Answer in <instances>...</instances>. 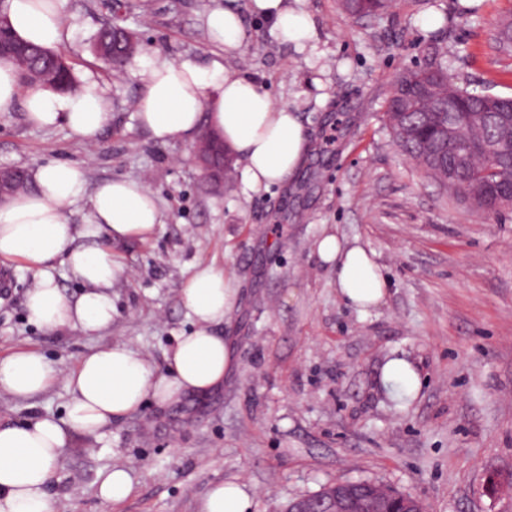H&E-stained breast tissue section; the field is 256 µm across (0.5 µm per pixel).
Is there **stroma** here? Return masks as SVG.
Returning <instances> with one entry per match:
<instances>
[{
  "label": "stroma",
  "instance_id": "35a3bbf8",
  "mask_svg": "<svg viewBox=\"0 0 512 512\" xmlns=\"http://www.w3.org/2000/svg\"><path fill=\"white\" fill-rule=\"evenodd\" d=\"M122 2L140 53L208 62L211 0H66L74 27L57 52L77 80L106 90L111 118L88 144L69 128L30 124L23 108L0 114V167L53 161L85 167L89 184L139 179L164 214L149 240L113 245L128 276L112 288V326L101 334L32 324V277L0 263V355L43 352L60 370L104 344H125L166 369L177 336L193 325L181 287L202 265L232 271L236 305L217 332L235 363L207 396H188L112 422L98 438L75 437L52 488L55 512H198L216 482L240 479L254 512H286L328 484L371 480L419 497L426 512H512V209L473 210L396 146L384 102L402 71L447 54L448 72L483 92L512 96V56L495 38L512 0H438L448 20L423 29L425 6L396 0L385 14L354 19L339 0H299L314 21L303 49L279 43L269 24L233 0L244 54L233 58L279 103L297 106L313 149L292 186L246 189L242 162L215 182L193 145L161 143L142 127L133 64L114 70L92 51ZM335 150L322 149L335 119ZM374 252L389 282L384 304L362 314L336 290L335 269L315 253L326 234ZM407 360L418 393L388 390L385 362ZM64 380L21 401L0 392V423L61 412ZM128 469L135 492L111 505L98 475Z\"/></svg>",
  "mask_w": 512,
  "mask_h": 512
}]
</instances>
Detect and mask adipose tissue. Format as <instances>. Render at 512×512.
<instances>
[{"label":"adipose tissue","instance_id":"obj_1","mask_svg":"<svg viewBox=\"0 0 512 512\" xmlns=\"http://www.w3.org/2000/svg\"><path fill=\"white\" fill-rule=\"evenodd\" d=\"M64 2L6 0L5 14L20 39L54 49L72 28ZM250 7L270 22L281 43L299 46L314 34L309 15L288 0H251ZM204 25L209 42L223 49L224 59L203 65L139 58L137 119L161 142L189 141L200 127H207L243 162L250 190L283 184L309 150L299 112L275 103L247 74L226 64V57L239 54L243 45L239 12L229 5L215 6L206 13ZM18 106L29 123L41 128L65 124L88 143L109 118L98 82L85 81L75 92H25L14 67L0 62V113ZM29 178L32 191L0 206V261L23 260L34 281L26 297L28 319L47 330L103 331L112 323V287L127 274L112 245L153 233L163 221L156 198L135 180L89 185L85 168L66 161L36 165ZM83 200L89 204L88 221L71 224L67 209ZM316 252L334 265L336 289L350 306L365 313L384 303L388 282L373 252L343 245L333 234L317 242ZM59 259L80 282L78 297L67 296L57 284L52 269ZM238 294V281L229 270L205 265L194 271L181 288V298L195 328L179 336L163 372L123 344L95 348L62 375L33 348L0 357V390L15 398L40 395L60 375L69 390L63 416L0 423V512H54L49 486L74 436L100 437L112 421L138 412L146 401L170 404L184 394L204 395L219 386L232 355L216 328L232 312ZM254 505L246 483L223 480L209 489L199 512H253Z\"/></svg>","mask_w":512,"mask_h":512}]
</instances>
